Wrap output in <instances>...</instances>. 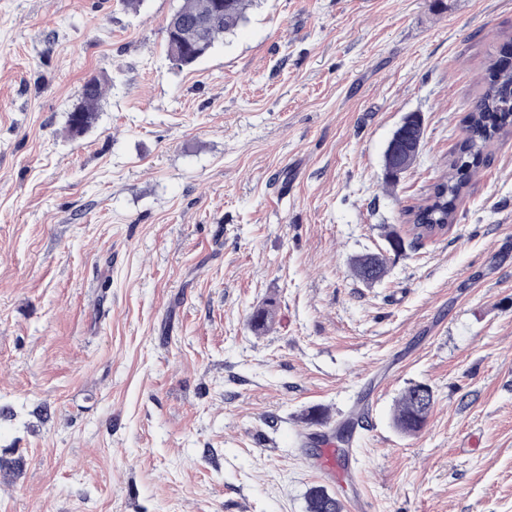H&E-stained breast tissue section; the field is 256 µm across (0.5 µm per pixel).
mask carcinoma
<instances>
[{"instance_id": "carcinoma-1", "label": "carcinoma", "mask_w": 512, "mask_h": 512, "mask_svg": "<svg viewBox=\"0 0 512 512\" xmlns=\"http://www.w3.org/2000/svg\"><path fill=\"white\" fill-rule=\"evenodd\" d=\"M255 0H224V16L202 36L196 22L207 15L213 0H183L176 10L181 27L166 30V53H179L181 66L190 67L207 57L224 36L233 33L247 19ZM111 77L104 75L86 81L80 102L69 114V128L74 133L89 129L96 119L98 103ZM484 88L472 101L463 117L465 136L457 142L444 162L443 174L432 185L424 201L410 212V223L418 233L414 239L429 237L428 229L455 220L457 203L470 187L477 171L486 162L487 145L512 132V61L491 57L483 74ZM404 137L398 144L395 169L385 173L386 182L395 184L398 173H404L418 159L424 141V126L420 115L410 113L405 118ZM356 276L366 284L380 281L387 273L382 255H362L353 260ZM275 319V308L267 304L252 317L254 326L263 329ZM435 405L432 388L425 383L408 387L399 398L394 411V424L404 434L415 435L425 426ZM308 512H342V502L322 487H314L308 496Z\"/></svg>"}]
</instances>
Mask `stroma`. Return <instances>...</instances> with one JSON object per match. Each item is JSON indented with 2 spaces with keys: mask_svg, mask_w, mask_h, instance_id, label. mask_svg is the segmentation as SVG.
<instances>
[{
  "mask_svg": "<svg viewBox=\"0 0 512 512\" xmlns=\"http://www.w3.org/2000/svg\"><path fill=\"white\" fill-rule=\"evenodd\" d=\"M181 4L0 0V512H307L314 486L512 512V135L447 235L406 236L512 0H259L187 68L165 53ZM410 112L422 154L389 186ZM418 382L435 406L408 436ZM362 401L354 487L318 474L301 416L332 430ZM111 83V77L91 78L82 87L80 102L69 114V128L74 133L89 129L96 119L98 103L104 94L105 86ZM356 276L366 284L380 281L387 273L386 259L382 255H362L353 260ZM434 405V392L429 385L418 383L408 387L396 404L393 416L395 426L407 435L419 433Z\"/></svg>",
  "mask_w": 512,
  "mask_h": 512,
  "instance_id": "obj_1",
  "label": "stroma"
}]
</instances>
